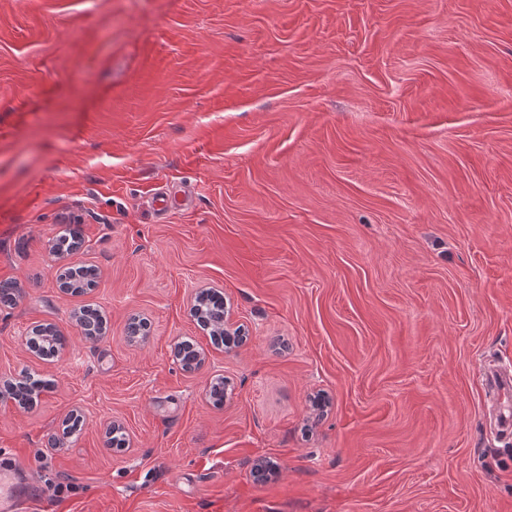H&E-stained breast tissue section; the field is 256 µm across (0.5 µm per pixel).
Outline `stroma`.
Masks as SVG:
<instances>
[{
    "mask_svg": "<svg viewBox=\"0 0 512 512\" xmlns=\"http://www.w3.org/2000/svg\"><path fill=\"white\" fill-rule=\"evenodd\" d=\"M6 279L0 376L52 388L0 399V466L51 512H512L478 379L512 364V0H0ZM94 273L85 266H70L60 274L62 284L71 293H84L94 283ZM200 306H204V308H198V311L200 310V316H198V319L202 318L207 324H210V336L213 339L214 336H218L220 342H224L225 344L224 334L232 335L234 332L231 333L227 328L228 319L227 314H224V298H211L207 303L200 304ZM32 336L39 340L40 355L54 357L64 347L65 339L61 333L51 324L38 325L33 328ZM51 382L48 380H44L39 377H35L34 375L27 376L23 385H19L16 387V400L18 405L23 409H29L31 405H33V400L38 398V396L50 389Z\"/></svg>",
    "mask_w": 512,
    "mask_h": 512,
    "instance_id": "obj_1",
    "label": "stroma"
}]
</instances>
